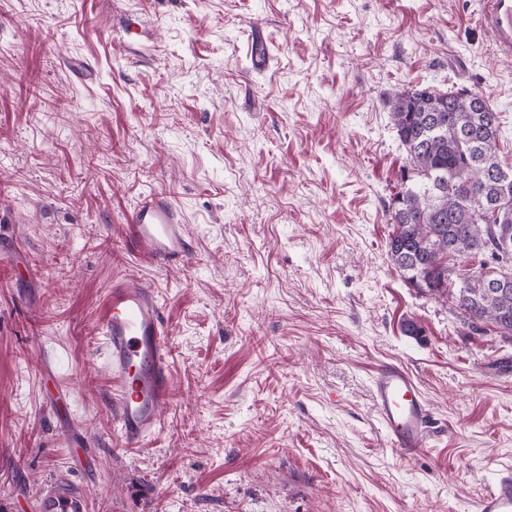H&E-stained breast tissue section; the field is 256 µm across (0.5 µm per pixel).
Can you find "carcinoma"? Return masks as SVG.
<instances>
[{
	"label": "carcinoma",
	"mask_w": 512,
	"mask_h": 512,
	"mask_svg": "<svg viewBox=\"0 0 512 512\" xmlns=\"http://www.w3.org/2000/svg\"><path fill=\"white\" fill-rule=\"evenodd\" d=\"M406 151L388 205L387 254L407 284L451 302L463 326L512 341V166L499 157L498 117L479 93L420 87L389 101Z\"/></svg>",
	"instance_id": "carcinoma-1"
}]
</instances>
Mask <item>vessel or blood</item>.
<instances>
[{
    "instance_id": "1",
    "label": "vessel or blood",
    "mask_w": 512,
    "mask_h": 512,
    "mask_svg": "<svg viewBox=\"0 0 512 512\" xmlns=\"http://www.w3.org/2000/svg\"><path fill=\"white\" fill-rule=\"evenodd\" d=\"M478 24L496 54L512 57V0H483ZM129 253L158 269L188 264L195 252L180 208L165 194L152 193L131 212L124 237ZM101 334L112 393V419L126 447L150 444L162 430L170 402L171 350L157 293L136 278L113 280L100 307ZM370 398L390 444L410 456L432 436L430 406L412 373L401 363L379 365ZM36 512H88L86 490L68 479L53 482ZM477 512H512V474H500L479 498Z\"/></svg>"
}]
</instances>
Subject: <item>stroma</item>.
<instances>
[{"label": "stroma", "mask_w": 512, "mask_h": 512, "mask_svg": "<svg viewBox=\"0 0 512 512\" xmlns=\"http://www.w3.org/2000/svg\"><path fill=\"white\" fill-rule=\"evenodd\" d=\"M480 7L0 0V512H33L62 475L91 512H475L512 467V342L407 285L386 241L406 158L394 94H482L512 164V59ZM153 192L186 216L187 265L125 250ZM121 277L156 290L172 347L162 431L135 449L97 319ZM386 360L430 404L411 457L370 402ZM51 366L72 403L49 406Z\"/></svg>", "instance_id": "1"}]
</instances>
